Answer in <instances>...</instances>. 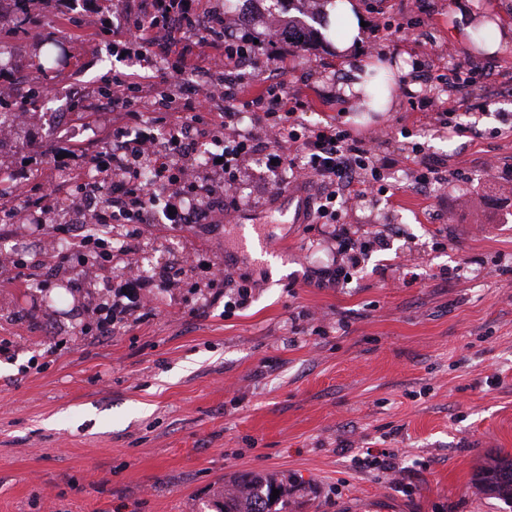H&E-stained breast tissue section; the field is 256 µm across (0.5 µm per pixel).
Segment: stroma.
Returning <instances> with one entry per match:
<instances>
[{"mask_svg":"<svg viewBox=\"0 0 512 512\" xmlns=\"http://www.w3.org/2000/svg\"><path fill=\"white\" fill-rule=\"evenodd\" d=\"M358 2L361 47L339 55V27L319 28L283 80L308 99L305 123L345 125L396 159L385 192L343 216L385 247L347 287H319L310 273L336 256L332 227L289 223L287 199L253 164L228 221L148 224L129 241L133 261L179 284L112 334L97 328L95 275L54 273L46 289L0 273V512H216L213 489L244 474L288 479L293 512H359L373 497L401 512H512L479 481L490 458L512 456V45L486 55L457 36L455 19L498 8L512 21V0ZM30 10L27 33L0 21V47L19 89L40 80L54 92L0 147V172L27 163L38 183L54 173L35 157L58 127L92 152L118 121L98 107L113 69L162 74L166 63L132 46L113 55L101 33L110 0L75 21L41 0ZM47 39L83 53L40 72ZM369 56L406 70L396 111H363L337 91ZM419 61L437 81H420ZM476 67L487 78L468 90L443 82ZM76 91L79 116L67 110ZM418 95L446 100L476 135L411 110ZM417 143L465 178L409 188ZM254 234L283 274L248 256ZM221 268L228 279L211 281ZM243 277L250 303L225 312ZM369 448L395 452L402 475L359 467Z\"/></svg>","mask_w":512,"mask_h":512,"instance_id":"obj_1","label":"stroma"}]
</instances>
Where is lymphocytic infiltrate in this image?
<instances>
[{
	"label": "lymphocytic infiltrate",
	"mask_w": 512,
	"mask_h": 512,
	"mask_svg": "<svg viewBox=\"0 0 512 512\" xmlns=\"http://www.w3.org/2000/svg\"><path fill=\"white\" fill-rule=\"evenodd\" d=\"M102 31L108 36H124L139 44L146 53L172 59V72L196 77L207 85L211 70L205 63L210 38L224 41L223 120H208L203 114L185 115L170 92H153L155 76L123 71L113 72L112 109L122 115L120 122L102 140L98 149L83 152L72 135L60 136L56 145L43 152L41 163L54 166L62 154L80 156L85 168L96 171L94 184H77L73 194L60 196L57 190L35 187L25 210L38 223H46L51 214L65 208L76 211L93 209L97 225L70 250L55 253L49 263L79 270L96 267L105 270L104 288L113 298L105 304L106 315L99 322L101 333L128 323L152 302L160 286H173V279L158 282L141 276L127 261L126 251L112 244V222L123 218L128 224H148L155 210L167 211L170 230L205 223L217 205L237 210L236 197L227 191L235 186L245 162L262 156L266 183L271 192H279L286 181H314L321 187L317 200L318 223L336 227L338 248L332 267L321 270L322 286L347 284L361 269L369 253L380 248L379 236L352 237L342 220V207L366 194L386 178L395 162L374 161L363 142L342 125H307L300 118L309 102L301 94L288 93L279 81L266 80L260 87L241 81L242 65L264 72L275 69L287 74L298 48L285 40H276L271 53L261 54L252 35L238 33L224 23L219 9L201 12L198 0H151L142 16L105 19ZM154 114L144 121L142 109ZM251 111L261 124L260 132L238 128L241 110ZM210 135L215 146L202 167L188 169L185 160L199 132ZM195 208H188V201ZM121 264L119 281L107 272Z\"/></svg>",
	"instance_id": "f902f5d3"
}]
</instances>
